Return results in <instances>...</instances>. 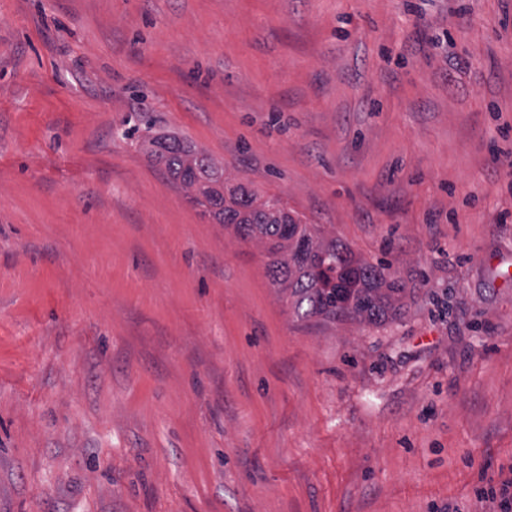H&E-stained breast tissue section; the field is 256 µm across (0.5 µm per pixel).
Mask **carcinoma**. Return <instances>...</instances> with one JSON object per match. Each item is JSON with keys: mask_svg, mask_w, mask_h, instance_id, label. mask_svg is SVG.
Segmentation results:
<instances>
[{"mask_svg": "<svg viewBox=\"0 0 512 512\" xmlns=\"http://www.w3.org/2000/svg\"><path fill=\"white\" fill-rule=\"evenodd\" d=\"M148 157L218 224H232L244 240L265 241L274 285L295 297L297 308L324 319H359L377 323L394 310L405 284L389 267L355 258L325 241L312 224H303L271 197L258 201L239 183L224 182V165L175 133L144 141ZM288 249V260L280 259Z\"/></svg>", "mask_w": 512, "mask_h": 512, "instance_id": "1", "label": "carcinoma"}]
</instances>
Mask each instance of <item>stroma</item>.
I'll use <instances>...</instances> for the list:
<instances>
[{
  "instance_id": "1",
  "label": "stroma",
  "mask_w": 512,
  "mask_h": 512,
  "mask_svg": "<svg viewBox=\"0 0 512 512\" xmlns=\"http://www.w3.org/2000/svg\"><path fill=\"white\" fill-rule=\"evenodd\" d=\"M147 116L406 288L298 310ZM512 0H0V512H496Z\"/></svg>"
}]
</instances>
